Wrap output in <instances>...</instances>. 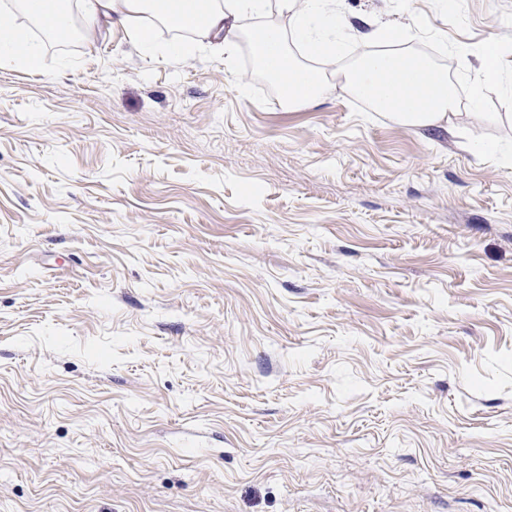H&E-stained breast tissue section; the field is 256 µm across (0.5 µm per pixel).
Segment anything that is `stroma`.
I'll return each instance as SVG.
<instances>
[{"mask_svg":"<svg viewBox=\"0 0 512 512\" xmlns=\"http://www.w3.org/2000/svg\"><path fill=\"white\" fill-rule=\"evenodd\" d=\"M335 3L455 138L157 21L0 63V512H512V0ZM501 71L502 67L499 59L495 56L492 46L488 45L485 53L482 54L478 76L470 89V105L475 114H481L478 111L481 108L486 85L490 82H498L501 78Z\"/></svg>","mask_w":512,"mask_h":512,"instance_id":"stroma-1","label":"stroma"}]
</instances>
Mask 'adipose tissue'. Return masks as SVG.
Here are the masks:
<instances>
[{"label": "adipose tissue", "mask_w": 512, "mask_h": 512, "mask_svg": "<svg viewBox=\"0 0 512 512\" xmlns=\"http://www.w3.org/2000/svg\"><path fill=\"white\" fill-rule=\"evenodd\" d=\"M290 15L295 39L305 44L310 54L319 59L339 62V75L346 90L366 96L389 110L404 123L421 129H441L455 135L457 99L448 75L425 56L407 49L413 38V26H396L360 18L353 26H345L327 8V0H78L77 8L88 29L130 30L141 49L149 41L139 29L144 15H153L170 27L197 24L205 35L220 41L225 56H233L243 31L246 17L259 15L269 8ZM28 11L35 15L47 32L62 33L69 27V17L57 0H10L0 8V60H13L26 67L37 68L42 55L40 45L19 29L14 16ZM352 36H345L344 28ZM253 53L259 63L275 77L289 99L313 100L328 86L327 76L306 71L303 63L290 51L286 36L272 27L251 31ZM372 44L386 43V52H368L354 66H344V49L351 38Z\"/></svg>", "instance_id": "ef3b65f1"}]
</instances>
